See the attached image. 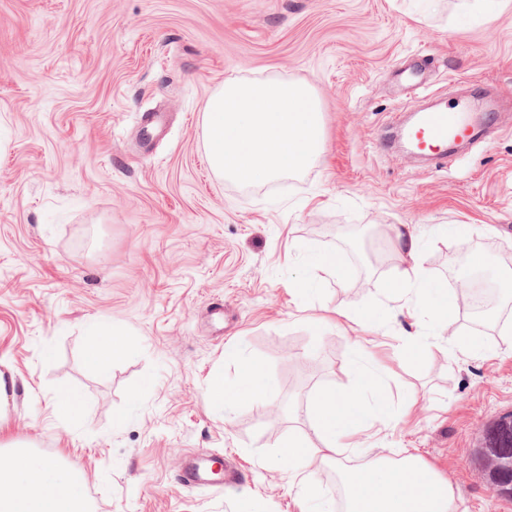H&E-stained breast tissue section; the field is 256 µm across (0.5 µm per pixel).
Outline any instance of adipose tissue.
<instances>
[{
	"mask_svg": "<svg viewBox=\"0 0 512 512\" xmlns=\"http://www.w3.org/2000/svg\"><path fill=\"white\" fill-rule=\"evenodd\" d=\"M391 245L403 264L387 285V295L403 301L407 289H416L419 306L429 317L450 327L448 312L457 304L453 295L441 296L428 288L419 264L422 243L407 225L391 228ZM0 512H91L80 475L59 469L41 457L15 452L0 469Z\"/></svg>",
	"mask_w": 512,
	"mask_h": 512,
	"instance_id": "1",
	"label": "adipose tissue"
}]
</instances>
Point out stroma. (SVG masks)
Here are the masks:
<instances>
[{
    "mask_svg": "<svg viewBox=\"0 0 512 512\" xmlns=\"http://www.w3.org/2000/svg\"><path fill=\"white\" fill-rule=\"evenodd\" d=\"M267 78L312 86L323 153L260 185L217 179L205 103ZM471 86L512 105V0H0V441L81 474L93 512H309L294 468L259 454L311 434L315 393L352 385L360 343L398 411L356 441L421 456L457 512H512L473 455L512 422V319L455 308L479 350L451 349L421 308L387 310L401 264L366 235L408 225L451 293L462 248L512 271V114L442 167L384 145L401 111ZM146 113L163 134L147 138ZM309 247L344 276L304 295ZM93 321L133 354L90 369ZM239 353L270 386L223 413L208 392ZM63 392L74 417L54 409ZM198 452L241 484L180 485Z\"/></svg>",
    "mask_w": 512,
    "mask_h": 512,
    "instance_id": "obj_1",
    "label": "stroma"
}]
</instances>
